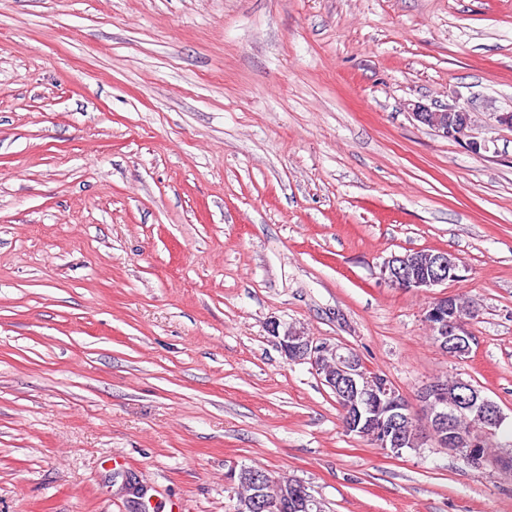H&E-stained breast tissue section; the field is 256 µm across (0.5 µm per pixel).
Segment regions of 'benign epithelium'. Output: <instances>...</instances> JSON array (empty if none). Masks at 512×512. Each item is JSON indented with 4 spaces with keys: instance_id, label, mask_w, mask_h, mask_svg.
Segmentation results:
<instances>
[{
    "instance_id": "1",
    "label": "benign epithelium",
    "mask_w": 512,
    "mask_h": 512,
    "mask_svg": "<svg viewBox=\"0 0 512 512\" xmlns=\"http://www.w3.org/2000/svg\"><path fill=\"white\" fill-rule=\"evenodd\" d=\"M412 116L420 124L434 130L446 138L462 139L471 126L470 112L456 105L429 107L416 103L412 107ZM467 267L456 255L444 250L430 252L425 259L418 261L405 256L393 255L381 265L382 277L391 286L402 290H420L434 295L432 305L426 308L424 318L431 332L440 338V346L450 352L467 344L470 338L469 319L455 312L457 298L440 291V287L450 282L466 278ZM270 335L285 357L293 362H308L324 380L333 393L341 398L345 396L346 387L356 383L363 375L360 363L350 353H341L339 348L328 343H317L310 337H296L280 329L277 322L271 323ZM362 392L373 398L376 403H386L388 421L367 416L365 407L353 402L348 405L349 427L359 435H367L373 443L395 456H400L406 449L397 433L400 419L406 417L419 425V442L436 439L445 434L454 424L453 414L445 407L448 398L442 383L433 380L419 392L423 418H418L410 411V405L402 391L387 377H371L362 384ZM487 427L482 434L490 435L493 428L507 419L503 410L492 401L481 400ZM243 505L251 512H286L292 508L302 512L316 502L315 495L305 485L276 480L266 474L253 479L252 492L239 497Z\"/></svg>"
}]
</instances>
